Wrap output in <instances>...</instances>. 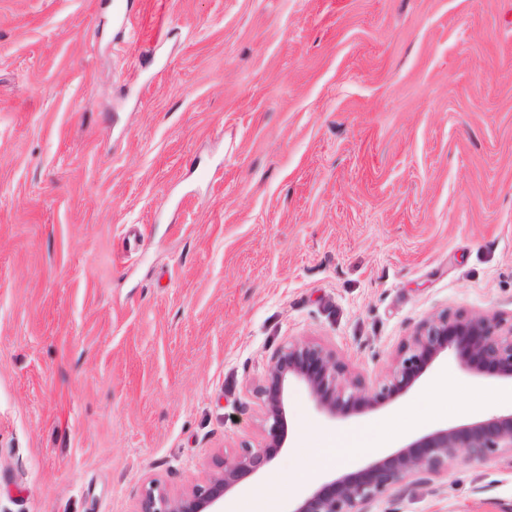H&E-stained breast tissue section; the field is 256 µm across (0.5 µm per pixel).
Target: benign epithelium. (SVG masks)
<instances>
[{
  "instance_id": "1",
  "label": "benign epithelium",
  "mask_w": 512,
  "mask_h": 512,
  "mask_svg": "<svg viewBox=\"0 0 512 512\" xmlns=\"http://www.w3.org/2000/svg\"><path fill=\"white\" fill-rule=\"evenodd\" d=\"M453 336L468 339L465 367L477 370L489 363L498 375L512 379V325L504 327L503 319L494 313L468 315L443 310L422 321L402 346L388 383L375 392L342 380L343 368L335 355L318 345L295 342L283 347L268 370L274 388L265 404L270 447L281 445L286 379L304 382L318 406L330 415L352 407L373 408L396 390L411 385L420 363L447 351ZM498 452L512 454V414L432 432L373 462L361 475L339 478L331 490L312 493L293 512H369L368 507L395 484L417 475H439L460 458L483 461ZM269 462L265 450L244 448L224 460L223 469L208 485L178 499L152 483L144 491L141 512H224V495L234 491L244 475Z\"/></svg>"
}]
</instances>
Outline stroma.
<instances>
[{"label": "stroma", "mask_w": 512, "mask_h": 512, "mask_svg": "<svg viewBox=\"0 0 512 512\" xmlns=\"http://www.w3.org/2000/svg\"><path fill=\"white\" fill-rule=\"evenodd\" d=\"M0 0V512H140L243 448L512 413L466 346L378 409L285 388L280 348L377 390L445 310L512 319V0ZM448 392L434 396L439 378ZM478 410H471V403ZM371 512H512V455Z\"/></svg>", "instance_id": "stroma-1"}]
</instances>
